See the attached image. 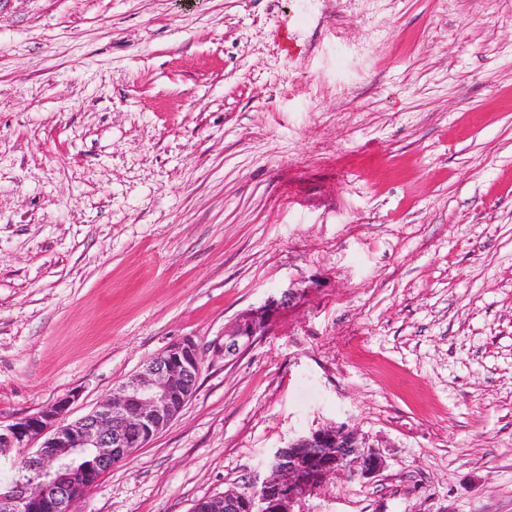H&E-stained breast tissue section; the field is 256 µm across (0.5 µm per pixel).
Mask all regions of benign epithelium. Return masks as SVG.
Listing matches in <instances>:
<instances>
[{
    "label": "benign epithelium",
    "mask_w": 512,
    "mask_h": 512,
    "mask_svg": "<svg viewBox=\"0 0 512 512\" xmlns=\"http://www.w3.org/2000/svg\"><path fill=\"white\" fill-rule=\"evenodd\" d=\"M296 299L288 289L248 309L224 328V359H234L271 328L276 313ZM204 347L191 338L166 347L105 397L89 414L67 420L79 398L71 392L51 406L0 426V455L20 475L0 483V512H73L83 486L143 448L166 429L195 394ZM39 448L28 449L35 440ZM82 452L89 467L75 466ZM385 468L380 452L359 430L330 423L276 451L271 471L250 493L229 490L203 501V512H298L328 480L372 478Z\"/></svg>",
    "instance_id": "obj_1"
}]
</instances>
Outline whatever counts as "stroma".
<instances>
[{"mask_svg": "<svg viewBox=\"0 0 512 512\" xmlns=\"http://www.w3.org/2000/svg\"><path fill=\"white\" fill-rule=\"evenodd\" d=\"M185 338L195 395L74 512L334 422L386 467L305 512H512V0H0V424ZM296 298V292L288 289L280 297L270 296L264 304L248 309L228 327L224 328V358L234 359L253 344L257 336H264L271 328L276 313Z\"/></svg>", "mask_w": 512, "mask_h": 512, "instance_id": "stroma-1", "label": "stroma"}]
</instances>
